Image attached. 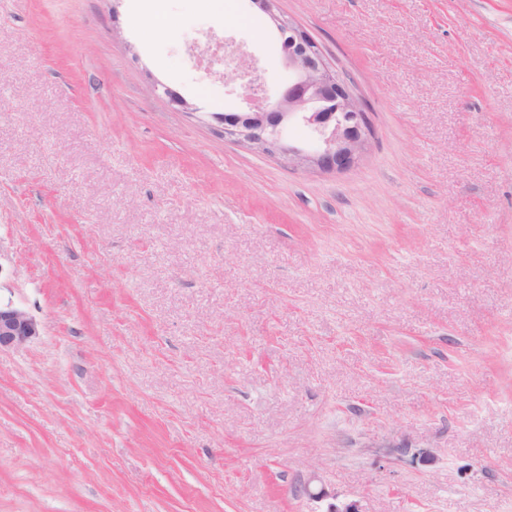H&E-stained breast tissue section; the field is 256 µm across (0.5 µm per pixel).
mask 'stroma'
I'll return each instance as SVG.
<instances>
[{
    "label": "stroma",
    "instance_id": "35a3bbf8",
    "mask_svg": "<svg viewBox=\"0 0 512 512\" xmlns=\"http://www.w3.org/2000/svg\"><path fill=\"white\" fill-rule=\"evenodd\" d=\"M275 8L344 172L225 138L204 45L290 80L249 0H0V512H512V0ZM41 331L40 322L28 311L11 302H0V352L33 342Z\"/></svg>",
    "mask_w": 512,
    "mask_h": 512
}]
</instances>
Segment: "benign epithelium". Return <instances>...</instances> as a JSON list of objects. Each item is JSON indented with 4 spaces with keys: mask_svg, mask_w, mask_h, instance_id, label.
Returning <instances> with one entry per match:
<instances>
[{
    "mask_svg": "<svg viewBox=\"0 0 512 512\" xmlns=\"http://www.w3.org/2000/svg\"><path fill=\"white\" fill-rule=\"evenodd\" d=\"M275 0H251L269 18L273 28L288 34L282 62L293 76L288 88L272 99L264 78L243 60L230 69L229 81L238 84L244 112L222 117L224 136L267 156H288V162L325 173L342 172L368 151L375 136L366 101L356 93L317 47L312 36L291 19L276 14ZM289 124L306 128L315 138L312 150L285 144L282 129ZM40 322L25 309L0 303V351L15 349L41 336ZM313 479L299 486V494L312 501L330 497L325 487H312Z\"/></svg>",
    "mask_w": 512,
    "mask_h": 512,
    "instance_id": "1",
    "label": "benign epithelium"
}]
</instances>
